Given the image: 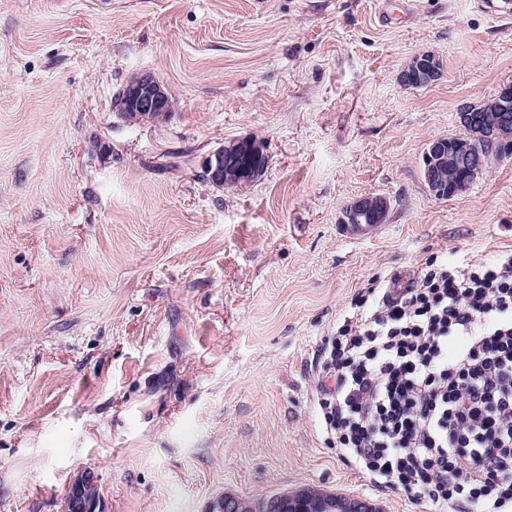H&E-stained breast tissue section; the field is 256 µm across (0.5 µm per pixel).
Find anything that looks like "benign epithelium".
I'll return each instance as SVG.
<instances>
[{
    "instance_id": "obj_1",
    "label": "benign epithelium",
    "mask_w": 512,
    "mask_h": 512,
    "mask_svg": "<svg viewBox=\"0 0 512 512\" xmlns=\"http://www.w3.org/2000/svg\"><path fill=\"white\" fill-rule=\"evenodd\" d=\"M441 76L434 58L418 55L403 71L401 80L410 86L427 85ZM121 117L135 124L156 123L171 114L172 98L155 77L143 74L132 78L116 99ZM461 126L469 131L465 138L440 137L430 142L423 156V175L441 199L464 192L488 168L494 158L512 157V85L479 106L459 112ZM207 181L221 188H246L253 184L268 165L264 145L254 137L230 139L203 162ZM459 172L461 177L448 184L443 171ZM390 201L383 195H364L345 211L342 223L351 230L366 231L384 223ZM327 512H370L371 505L360 500L328 502ZM64 512H103L99 485L88 471L68 489Z\"/></svg>"
}]
</instances>
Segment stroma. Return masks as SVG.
Instances as JSON below:
<instances>
[{
	"instance_id": "obj_1",
	"label": "stroma",
	"mask_w": 512,
	"mask_h": 512,
	"mask_svg": "<svg viewBox=\"0 0 512 512\" xmlns=\"http://www.w3.org/2000/svg\"><path fill=\"white\" fill-rule=\"evenodd\" d=\"M0 0V512H62L94 471L107 512H208L315 487L429 512L341 459L320 349L375 281L512 249V159L461 195L423 155L512 84V19L475 0ZM431 85L401 80L415 56ZM174 99L133 125L115 96ZM253 136L244 189L203 159ZM384 224L341 222L357 197ZM441 76V70L431 55L422 54L414 58L412 63L403 71L401 80L406 85H427ZM119 114L128 123H157L170 115L172 98L155 77L143 74L132 78L116 99ZM389 208L390 201L386 196H360L347 208L342 223L353 231H366L383 224Z\"/></svg>"
}]
</instances>
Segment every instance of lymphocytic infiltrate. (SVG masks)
Returning <instances> with one entry per match:
<instances>
[{"label": "lymphocytic infiltrate", "instance_id": "obj_1", "mask_svg": "<svg viewBox=\"0 0 512 512\" xmlns=\"http://www.w3.org/2000/svg\"><path fill=\"white\" fill-rule=\"evenodd\" d=\"M371 294L321 353L339 455L436 512H512V251Z\"/></svg>", "mask_w": 512, "mask_h": 512}]
</instances>
